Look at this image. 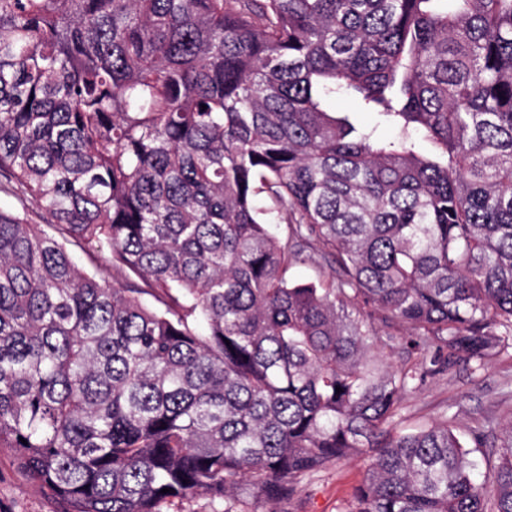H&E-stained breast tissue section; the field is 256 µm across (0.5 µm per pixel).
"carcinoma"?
<instances>
[{
  "label": "carcinoma",
  "mask_w": 512,
  "mask_h": 512,
  "mask_svg": "<svg viewBox=\"0 0 512 512\" xmlns=\"http://www.w3.org/2000/svg\"><path fill=\"white\" fill-rule=\"evenodd\" d=\"M0 191L49 217L0 211V449L63 512H277L365 455L349 512H512V420L396 429L512 349V0H0ZM331 115L347 119L358 130H375L381 137H391L395 130L377 117L376 114L365 112L358 100L353 96L336 98L329 104ZM330 274L329 264L319 256H315L312 261L307 260L303 264H297L289 271L292 278L303 282L325 280ZM167 512H212L213 505L207 498L189 497L173 499L163 506Z\"/></svg>",
  "instance_id": "cac0c4a2"
}]
</instances>
